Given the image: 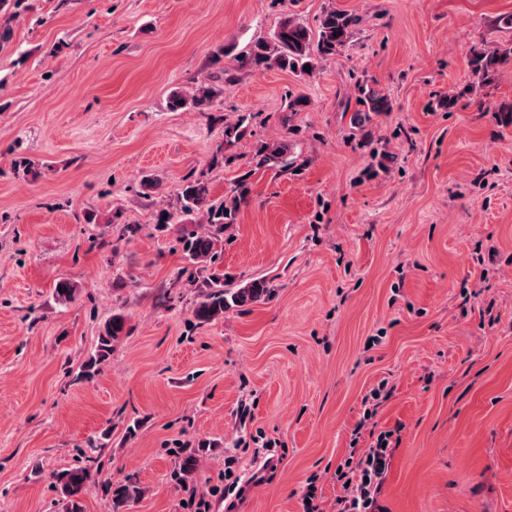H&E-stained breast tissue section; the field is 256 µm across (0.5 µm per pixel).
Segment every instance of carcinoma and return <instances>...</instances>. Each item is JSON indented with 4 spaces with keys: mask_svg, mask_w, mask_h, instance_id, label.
<instances>
[{
    "mask_svg": "<svg viewBox=\"0 0 512 512\" xmlns=\"http://www.w3.org/2000/svg\"><path fill=\"white\" fill-rule=\"evenodd\" d=\"M29 9L26 0H0V11L5 12L4 22L0 24V38L10 37V21L18 13ZM360 16L353 11L340 9L334 5L323 10L317 18V32L293 17L286 16L272 32L270 37L251 42L243 49L235 44L227 45L216 52L215 62L224 56H232L234 66L223 69L210 79L197 83L188 92H172L169 104L174 110L193 109L205 111L211 109L215 99L224 93V85L232 84L239 75L260 69H279L296 75H304V66L315 71L319 62L336 56L349 43ZM512 61V40L500 42L493 47L473 51L470 58L471 72L477 84L468 90L482 87L498 69ZM392 111V102L388 95L378 87L367 82L357 84L353 122L365 128L374 116ZM248 117L238 116L234 122L224 123V144L233 145L242 138L247 129ZM253 160L258 168H279L285 170L294 164L291 158L290 143L286 140L262 143L257 146ZM175 212L167 217H158L157 223L168 224L174 219L184 223L192 216L202 212L209 224L205 233L195 231L181 238L182 250L187 260L196 264L200 261L218 259L214 252L215 244L224 238V230L236 223L240 204L244 200L245 190L235 187L223 199L212 197L209 181L205 173L190 172L183 176L175 188ZM209 291L194 304L193 314L200 323H211L224 317L227 311L244 307L260 301L268 295L269 288L261 279L253 280L239 288L224 287V275L215 274L208 284ZM125 330V317L114 314L107 319L97 337L96 354L86 364L85 371L93 369L97 363L112 353L113 344ZM196 456L187 453L179 463L177 480L186 484L195 471ZM52 484L63 507V512H84V496L93 481L89 466L66 468L51 475ZM110 495L111 512H128L142 490L135 483L122 484L107 488Z\"/></svg>",
    "mask_w": 512,
    "mask_h": 512,
    "instance_id": "cac0c4a2",
    "label": "carcinoma"
}]
</instances>
